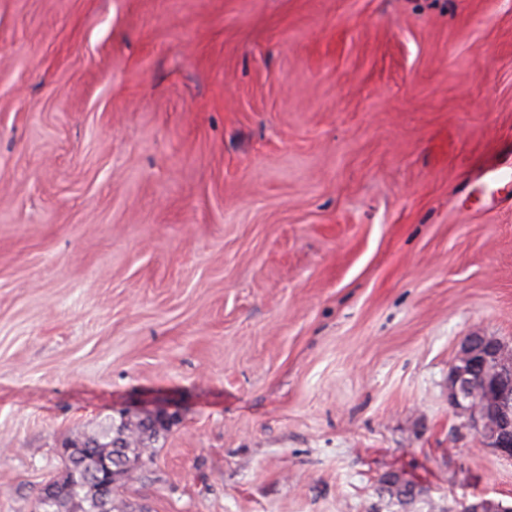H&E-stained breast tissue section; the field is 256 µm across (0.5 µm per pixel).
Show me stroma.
Listing matches in <instances>:
<instances>
[{
  "label": "stroma",
  "mask_w": 512,
  "mask_h": 512,
  "mask_svg": "<svg viewBox=\"0 0 512 512\" xmlns=\"http://www.w3.org/2000/svg\"><path fill=\"white\" fill-rule=\"evenodd\" d=\"M508 163L512 0H0V512L122 410L149 512L511 503ZM448 400L467 416L483 448L512 459V349L489 336H467L448 375Z\"/></svg>",
  "instance_id": "obj_1"
}]
</instances>
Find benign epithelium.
Returning a JSON list of instances; mask_svg holds the SVG:
<instances>
[{"label":"benign epithelium","instance_id":"7a95c632","mask_svg":"<svg viewBox=\"0 0 512 512\" xmlns=\"http://www.w3.org/2000/svg\"><path fill=\"white\" fill-rule=\"evenodd\" d=\"M448 400L467 416L483 448L512 459V348L489 336H468L448 375ZM487 499L464 504L463 512H508Z\"/></svg>","mask_w":512,"mask_h":512}]
</instances>
